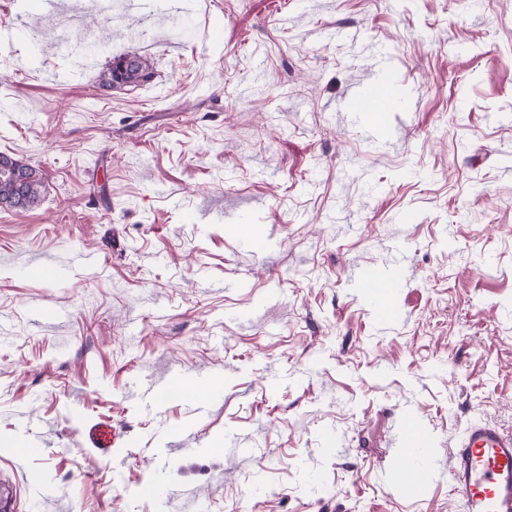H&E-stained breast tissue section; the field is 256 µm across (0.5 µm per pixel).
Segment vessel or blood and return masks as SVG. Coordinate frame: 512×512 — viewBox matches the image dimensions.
<instances>
[{
    "label": "vessel or blood",
    "instance_id": "b4317fda",
    "mask_svg": "<svg viewBox=\"0 0 512 512\" xmlns=\"http://www.w3.org/2000/svg\"><path fill=\"white\" fill-rule=\"evenodd\" d=\"M404 92L393 80L390 68H383L376 81L358 88L346 103L347 111L370 120L383 130L390 112L401 107ZM375 311H385L389 291L401 288L396 274L363 273ZM425 432L411 419L403 423L405 448L399 463L400 482L406 490L422 492L432 477L435 462L425 445ZM448 483L460 497L465 512H512V433L496 425L470 424L452 454Z\"/></svg>",
    "mask_w": 512,
    "mask_h": 512
}]
</instances>
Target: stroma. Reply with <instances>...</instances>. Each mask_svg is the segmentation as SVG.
Returning <instances> with one entry per match:
<instances>
[{"mask_svg":"<svg viewBox=\"0 0 512 512\" xmlns=\"http://www.w3.org/2000/svg\"><path fill=\"white\" fill-rule=\"evenodd\" d=\"M54 2L0 0V153L45 185L0 211L20 512H464L453 449L512 432V0H136L83 61L50 21L89 0ZM132 50L153 80L100 86ZM385 62L406 102L378 140L344 103ZM395 263L383 325L355 280ZM208 376L204 412L137 396ZM24 166L26 167L27 182L25 184L23 200L17 205L10 202L6 203L5 199L0 198V210L9 211L16 208L26 210L37 207L41 203L43 192L42 176L32 166L28 164H24ZM425 438V432L413 419L404 421L403 440L408 446L403 448L400 459L399 481L406 490L413 493L424 490L435 469L433 450L426 447Z\"/></svg>","mask_w":512,"mask_h":512,"instance_id":"1","label":"stroma"}]
</instances>
